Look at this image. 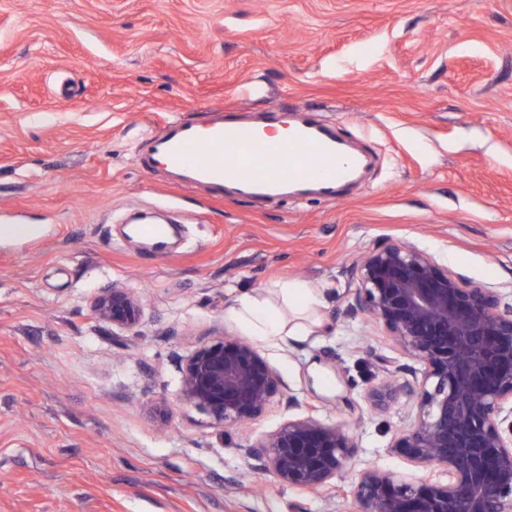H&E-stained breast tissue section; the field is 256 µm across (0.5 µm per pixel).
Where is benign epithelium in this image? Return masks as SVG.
<instances>
[{"label":"benign epithelium","instance_id":"benign-epithelium-1","mask_svg":"<svg viewBox=\"0 0 512 512\" xmlns=\"http://www.w3.org/2000/svg\"><path fill=\"white\" fill-rule=\"evenodd\" d=\"M347 311L368 312L408 356L425 365L403 369L376 397H417L398 447L419 467H440L445 483L398 479L364 470L352 493L355 512H512V304L492 288L440 267L427 252L401 244L374 247L355 270ZM95 316L137 330L141 307L114 285L94 300ZM181 400L225 425L255 420L280 392L277 372L248 341L224 336L200 345L180 365ZM265 469L288 486L332 484L351 458L342 428L307 414L250 444Z\"/></svg>","mask_w":512,"mask_h":512}]
</instances>
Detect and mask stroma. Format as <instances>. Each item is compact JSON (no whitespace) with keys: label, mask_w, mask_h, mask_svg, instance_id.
<instances>
[{"label":"stroma","mask_w":512,"mask_h":512,"mask_svg":"<svg viewBox=\"0 0 512 512\" xmlns=\"http://www.w3.org/2000/svg\"><path fill=\"white\" fill-rule=\"evenodd\" d=\"M218 109L313 114L369 167L329 202L140 163L150 136ZM160 205L182 229L164 257L120 222ZM4 223L40 232L0 242V512H352L364 469L412 473L393 445L416 411L373 398L413 360L346 315L356 262L411 243L512 302V0H0ZM286 280L323 291L321 326L259 345L282 395L217 427L181 402L179 364L243 337L235 296ZM115 284L142 300L137 332L93 313ZM307 404L355 444L319 491L278 482L252 447Z\"/></svg>","instance_id":"obj_1"}]
</instances>
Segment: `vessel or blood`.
Masks as SVG:
<instances>
[{
    "mask_svg": "<svg viewBox=\"0 0 512 512\" xmlns=\"http://www.w3.org/2000/svg\"><path fill=\"white\" fill-rule=\"evenodd\" d=\"M151 153L168 166L214 189L231 184L248 195L274 196L289 187L315 186L332 200L336 186L350 179L356 164L325 126L313 118L292 126L287 140L269 142L250 127L217 117L204 126L177 123L152 137ZM135 236L167 254L170 225L145 220Z\"/></svg>",
    "mask_w": 512,
    "mask_h": 512,
    "instance_id": "1",
    "label": "vessel or blood"
}]
</instances>
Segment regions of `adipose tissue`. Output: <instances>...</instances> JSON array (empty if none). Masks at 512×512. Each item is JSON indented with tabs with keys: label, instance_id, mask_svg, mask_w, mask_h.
I'll return each instance as SVG.
<instances>
[{
	"label": "adipose tissue",
	"instance_id": "obj_1",
	"mask_svg": "<svg viewBox=\"0 0 512 512\" xmlns=\"http://www.w3.org/2000/svg\"><path fill=\"white\" fill-rule=\"evenodd\" d=\"M322 304L320 290L299 281L280 285L276 301L248 292L238 295L229 310L247 335L278 345L290 336H305L313 325L312 315Z\"/></svg>",
	"mask_w": 512,
	"mask_h": 512
}]
</instances>
